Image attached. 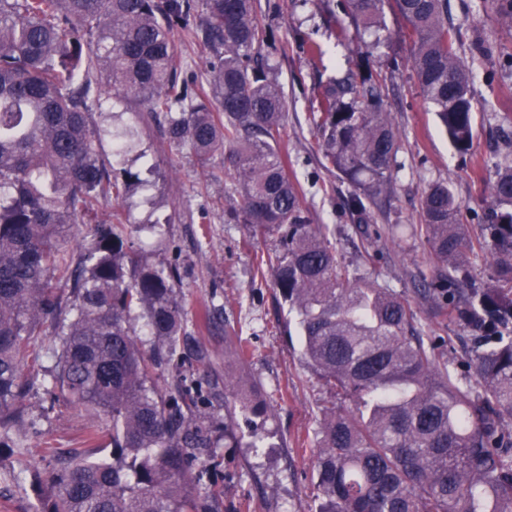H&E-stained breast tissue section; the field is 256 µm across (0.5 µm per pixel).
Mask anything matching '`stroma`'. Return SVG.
<instances>
[{"label": "stroma", "mask_w": 512, "mask_h": 512, "mask_svg": "<svg viewBox=\"0 0 512 512\" xmlns=\"http://www.w3.org/2000/svg\"><path fill=\"white\" fill-rule=\"evenodd\" d=\"M279 12L265 17L262 49L288 98L282 151L304 188L312 223L328 225L337 250L352 269L371 268L377 282L413 297L411 271L429 263L422 242L404 249L403 227L420 223V203L429 185L452 184L461 204L460 223L478 230L486 217L490 189L500 170L512 163V28L502 24L496 0H449V23L472 69L470 91L476 112L473 145L458 152L450 143L432 105L423 99L411 65V45L402 35L403 20L386 12L388 37L375 43L355 27L337 0H277ZM321 44L314 59L300 49L301 39ZM368 56L382 71L384 104L398 131L399 149L386 192L369 205L370 230L381 233L367 245L357 216L344 209L350 188L322 164V148L309 120L329 77ZM138 147L156 165L147 188H134L124 208L137 229L132 241L149 261L179 266L178 299L189 338L166 375L197 379L204 401L200 412L215 447L194 464L204 478L199 493L218 489V512H316L315 432L323 410L337 400L304 361L298 336L285 323L288 308L270 282L254 272L257 254L273 248L275 235H254L246 224H230L225 210L240 197L223 156H215L207 175H199L188 151L170 146L157 126L139 122ZM208 312L207 328L196 329L199 312ZM416 321L459 376L470 373V332L449 319L415 306ZM233 328L238 344L224 340ZM250 355L238 359L236 345ZM272 400L271 411L238 415L232 436L224 434V400L238 392ZM44 380H37L26 401L28 427L20 448H0V512H37L49 506L44 477L56 455L85 447L89 417L84 409L58 407L43 412Z\"/></svg>", "instance_id": "35a3bbf8"}]
</instances>
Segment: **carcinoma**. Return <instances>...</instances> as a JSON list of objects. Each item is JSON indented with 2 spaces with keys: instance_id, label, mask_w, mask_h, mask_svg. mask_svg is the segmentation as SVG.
Wrapping results in <instances>:
<instances>
[{
  "instance_id": "cac0c4a2",
  "label": "carcinoma",
  "mask_w": 512,
  "mask_h": 512,
  "mask_svg": "<svg viewBox=\"0 0 512 512\" xmlns=\"http://www.w3.org/2000/svg\"><path fill=\"white\" fill-rule=\"evenodd\" d=\"M257 0H0V437L23 423L34 381L25 366L53 359L52 399L109 421V441L68 456L46 477L48 512H213L194 462L210 453L199 390L160 385L187 337L177 265L151 263L117 209L93 238L71 228L103 200L120 204L140 174L120 180L101 158L110 128L88 118L103 98L163 121L168 141L206 172L217 153L241 198L227 221L278 235L255 258L288 306L307 364L349 411L318 421L317 512H512V164L491 187L486 223L458 222L447 183L428 188L410 228L430 254L417 302L467 328L473 375L462 380L416 324L408 300L350 270L324 224L311 223L280 142L288 99L260 62ZM366 32L404 21L411 63L460 151L470 149L469 66L448 25V0H341ZM212 52L201 83L181 77L180 34ZM384 77L357 65L325 84L310 121L323 167L346 180L345 206L390 183L398 132L382 105ZM489 256L492 283L467 287L470 256ZM139 312L145 346L129 320Z\"/></svg>"
}]
</instances>
